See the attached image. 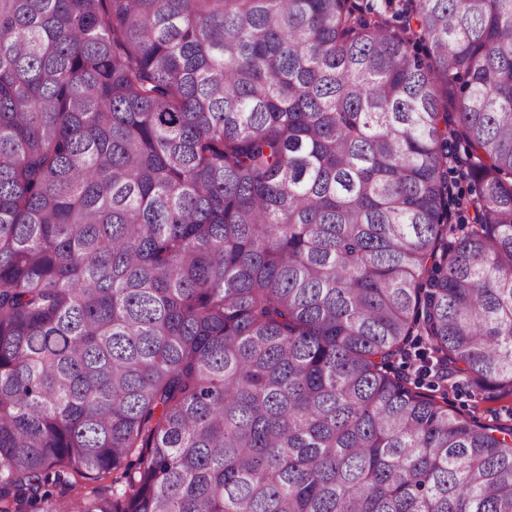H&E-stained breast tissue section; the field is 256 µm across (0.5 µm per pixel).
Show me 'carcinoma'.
Instances as JSON below:
<instances>
[{
  "label": "carcinoma",
  "mask_w": 512,
  "mask_h": 512,
  "mask_svg": "<svg viewBox=\"0 0 512 512\" xmlns=\"http://www.w3.org/2000/svg\"><path fill=\"white\" fill-rule=\"evenodd\" d=\"M416 338L512 397V0H0V512H512Z\"/></svg>",
  "instance_id": "1"
}]
</instances>
